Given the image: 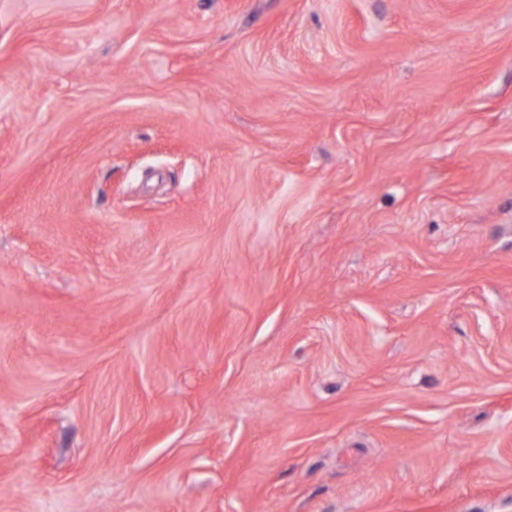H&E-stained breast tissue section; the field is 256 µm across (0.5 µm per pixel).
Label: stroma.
I'll use <instances>...</instances> for the list:
<instances>
[{"mask_svg":"<svg viewBox=\"0 0 512 512\" xmlns=\"http://www.w3.org/2000/svg\"><path fill=\"white\" fill-rule=\"evenodd\" d=\"M0 512H512V0H0Z\"/></svg>","mask_w":512,"mask_h":512,"instance_id":"obj_1","label":"stroma"}]
</instances>
